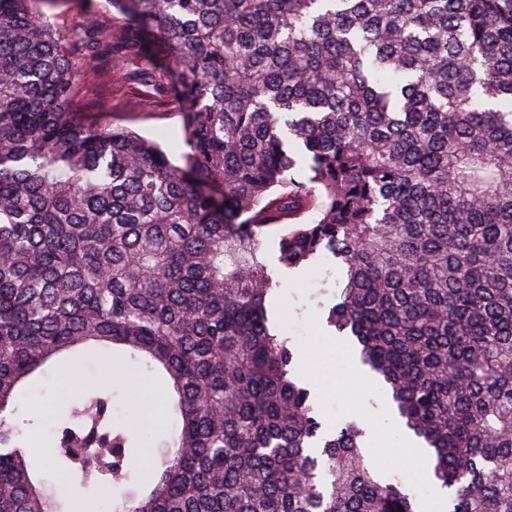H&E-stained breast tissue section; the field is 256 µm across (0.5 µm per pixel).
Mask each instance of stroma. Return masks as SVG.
Returning a JSON list of instances; mask_svg holds the SVG:
<instances>
[{"mask_svg": "<svg viewBox=\"0 0 512 512\" xmlns=\"http://www.w3.org/2000/svg\"><path fill=\"white\" fill-rule=\"evenodd\" d=\"M102 120L112 125L129 128L157 142L174 164H182L184 146L183 121L175 105H158L156 100L142 97L123 81L122 72L112 74V109L102 113ZM340 279L341 274L331 256L324 255L298 270L284 274L277 289L276 319L283 324L289 336L299 345L307 358V376L317 390V402L328 425L358 417L376 415L383 394L378 379L364 383L348 376L349 354L345 337L325 336L321 333V319L317 314V294L325 278ZM103 361L89 358L80 351L69 355L67 361L55 366L51 384L44 395L17 419L27 426L28 440L38 451L34 458L44 466L49 479L59 478L56 466L50 465L48 449V420L54 419L65 405L75 386H85L103 378L109 370ZM117 384L113 401L114 414L119 419L135 416L139 427L156 436L168 433L169 406L165 386L144 367L122 363L112 368ZM377 424L384 431L385 449L372 453L373 467L389 478L410 480L411 487L421 500H429L432 491L424 481L414 479L416 463L413 459L398 461L394 447L397 433L388 430L385 419Z\"/></svg>", "mask_w": 512, "mask_h": 512, "instance_id": "obj_1", "label": "stroma"}]
</instances>
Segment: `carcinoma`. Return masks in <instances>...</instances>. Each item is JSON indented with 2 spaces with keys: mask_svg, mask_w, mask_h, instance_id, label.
<instances>
[{
  "mask_svg": "<svg viewBox=\"0 0 512 512\" xmlns=\"http://www.w3.org/2000/svg\"><path fill=\"white\" fill-rule=\"evenodd\" d=\"M0 0V512H420L327 428L274 319L264 238L342 267L322 321L425 444L448 512H512V0ZM170 94L188 151L97 123L86 87ZM94 344L160 365L180 428L146 434L99 381L34 484L21 406ZM42 9L48 15H54L55 20L60 23L64 22V26H71L83 19V12L79 5L66 2L65 0H57L54 5H42ZM161 458V448L156 444H151L149 441L140 448H136L135 465L136 474L141 477L149 475L156 467L159 459Z\"/></svg>",
  "mask_w": 512,
  "mask_h": 512,
  "instance_id": "carcinoma-1",
  "label": "carcinoma"
}]
</instances>
